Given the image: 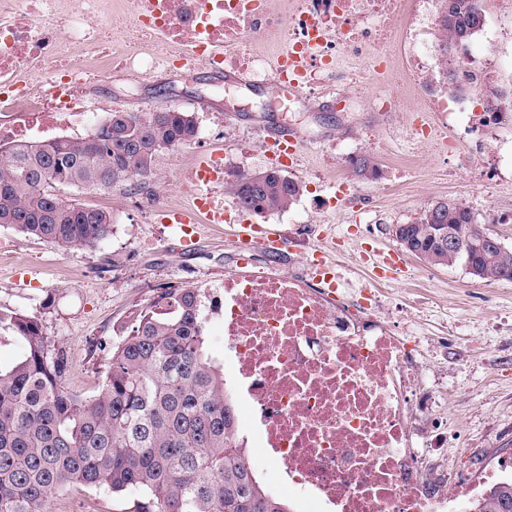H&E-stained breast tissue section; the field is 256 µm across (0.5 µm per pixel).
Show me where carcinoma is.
<instances>
[{"mask_svg": "<svg viewBox=\"0 0 512 512\" xmlns=\"http://www.w3.org/2000/svg\"><path fill=\"white\" fill-rule=\"evenodd\" d=\"M442 64L484 24L481 0H440ZM198 134L194 114L114 112L79 140L26 143L0 153V226L56 243L94 247L112 234V214L63 199L66 188L101 189L150 179L169 152ZM360 178L377 176L367 155L351 160ZM229 189L247 213L288 208L300 185L278 170L237 174ZM475 214L457 202L437 216L423 210L403 230L432 265L470 260L482 279L512 281L498 251L468 242L469 258L439 244L444 226L467 238ZM158 303L132 311L130 330L112 346L98 392L68 391L65 350L39 319L0 312V330L22 347L0 366V512H49L51 498L70 487L106 490L129 512H290L270 490L237 437L224 363L208 346L203 293L164 290ZM467 512H512V480L491 485Z\"/></svg>", "mask_w": 512, "mask_h": 512, "instance_id": "obj_1", "label": "carcinoma"}]
</instances>
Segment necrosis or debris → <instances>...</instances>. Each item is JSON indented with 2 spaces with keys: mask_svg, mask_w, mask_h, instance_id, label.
<instances>
[{
  "mask_svg": "<svg viewBox=\"0 0 512 512\" xmlns=\"http://www.w3.org/2000/svg\"><path fill=\"white\" fill-rule=\"evenodd\" d=\"M108 2L0 0V150L80 137L92 123L86 90L115 65L141 76L214 65L263 79L270 60L254 44L275 33L288 35V50L311 54L302 81L320 86L337 77L339 58L403 28L407 73L429 110L471 112L432 78L434 0H301L289 14L270 0H134V26L115 14L103 28ZM79 50L90 51L89 63L76 61ZM468 73L483 97L502 102L471 112L473 133L512 126V81L483 67ZM254 257L240 253L243 274L207 298L284 489L307 512H459L476 490L452 473L427 488L408 406L412 351L374 319V291L350 305L317 276L254 270Z\"/></svg>",
  "mask_w": 512,
  "mask_h": 512,
  "instance_id": "obj_1",
  "label": "necrosis or debris"
}]
</instances>
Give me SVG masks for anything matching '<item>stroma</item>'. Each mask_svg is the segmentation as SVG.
Returning a JSON list of instances; mask_svg holds the SVG:
<instances>
[{
    "label": "stroma",
    "mask_w": 512,
    "mask_h": 512,
    "mask_svg": "<svg viewBox=\"0 0 512 512\" xmlns=\"http://www.w3.org/2000/svg\"><path fill=\"white\" fill-rule=\"evenodd\" d=\"M378 88L347 82L301 92L283 107L266 82L241 84L202 69L181 76L161 69L133 78L120 69L93 83L87 99L100 118L115 111L196 113L200 135L166 156L149 182L129 190L65 192L66 200L111 211L112 234L91 248L63 251L57 244L0 226V311L36 316L70 361L69 390L89 395L105 376L108 348L123 336L132 310L150 303L166 286L217 288L238 273L237 248L228 226L202 224L195 246L176 229L146 217L152 196L184 178L200 155H220L226 168L256 170L257 152L281 131L299 138L298 162L289 175L303 191L288 210L263 217L286 233L314 225L330 236L309 238L304 251L319 249L334 263L347 292H377L374 315L415 354L410 394L419 442L446 438V455H433L425 472L442 470L482 480L512 455V281L480 279L463 265L434 266L405 255L401 275L378 280L366 250L399 252L398 224L415 221L434 201L452 198L470 208L491 233L512 247V166L486 188L460 160L471 135L463 114L427 112L413 90L397 111L380 112L371 101ZM429 123L456 146L413 139L412 128ZM367 154L378 166L372 179L355 180L365 199L359 222L340 206L324 205L332 183L350 175V156ZM304 251L264 258L268 272L300 276ZM50 512H121L111 492L73 488L54 496Z\"/></svg>",
    "instance_id": "1"
}]
</instances>
